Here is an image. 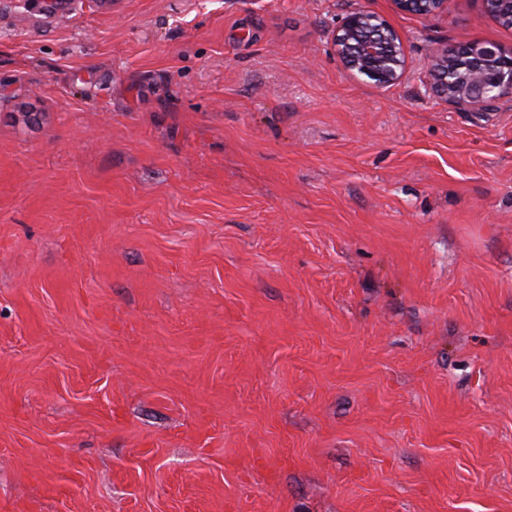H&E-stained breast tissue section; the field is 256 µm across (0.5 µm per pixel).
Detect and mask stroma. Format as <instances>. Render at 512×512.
<instances>
[{
  "mask_svg": "<svg viewBox=\"0 0 512 512\" xmlns=\"http://www.w3.org/2000/svg\"><path fill=\"white\" fill-rule=\"evenodd\" d=\"M0 0V512H512V49L482 0ZM364 10L402 80L344 69ZM394 3L400 11L424 16L436 15L448 7L447 0H394ZM415 7L417 11L414 10ZM332 48L344 68L377 87H390L404 74L402 37L375 13L354 11L344 16L333 30ZM463 48L443 46L432 56L428 75L437 95L459 109L512 98V49L483 42Z\"/></svg>",
  "mask_w": 512,
  "mask_h": 512,
  "instance_id": "1",
  "label": "stroma"
}]
</instances>
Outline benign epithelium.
<instances>
[{
    "mask_svg": "<svg viewBox=\"0 0 512 512\" xmlns=\"http://www.w3.org/2000/svg\"><path fill=\"white\" fill-rule=\"evenodd\" d=\"M397 9L436 15L448 0H394ZM487 12L500 24L512 27V0H483ZM332 48L340 64L373 82L390 87L405 70L402 37L381 16L354 11L344 16L332 34ZM428 75L433 90L460 109L496 104L512 98V49L472 42L464 49L443 46L432 56Z\"/></svg>",
    "mask_w": 512,
    "mask_h": 512,
    "instance_id": "benign-epithelium-1",
    "label": "benign epithelium"
}]
</instances>
